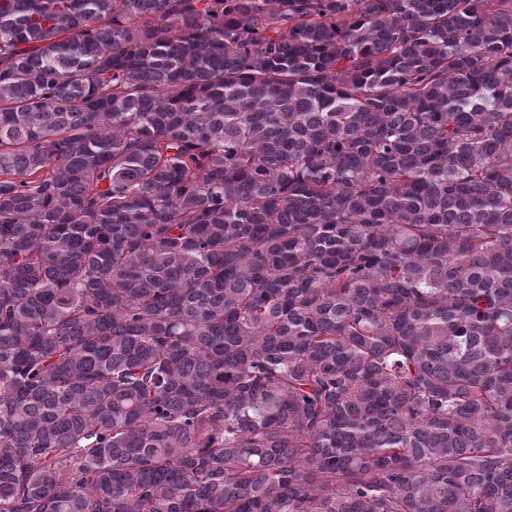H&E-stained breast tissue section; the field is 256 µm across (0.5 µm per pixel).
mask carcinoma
I'll return each instance as SVG.
<instances>
[{"mask_svg": "<svg viewBox=\"0 0 512 512\" xmlns=\"http://www.w3.org/2000/svg\"><path fill=\"white\" fill-rule=\"evenodd\" d=\"M0 512H512V0H0Z\"/></svg>", "mask_w": 512, "mask_h": 512, "instance_id": "obj_1", "label": "carcinoma"}]
</instances>
